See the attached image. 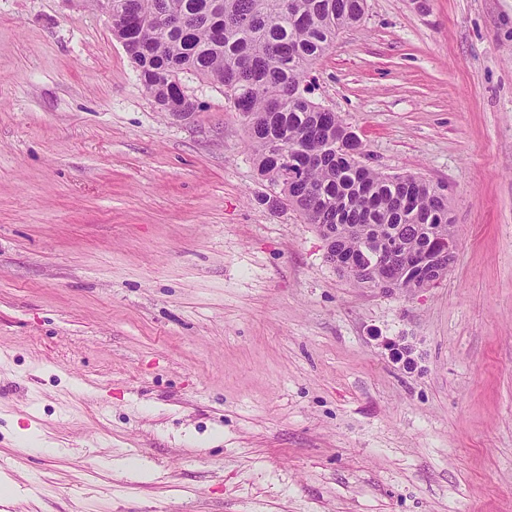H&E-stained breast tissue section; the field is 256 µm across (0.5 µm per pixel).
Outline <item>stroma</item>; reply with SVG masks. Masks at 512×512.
Segmentation results:
<instances>
[{
	"instance_id": "obj_1",
	"label": "stroma",
	"mask_w": 512,
	"mask_h": 512,
	"mask_svg": "<svg viewBox=\"0 0 512 512\" xmlns=\"http://www.w3.org/2000/svg\"><path fill=\"white\" fill-rule=\"evenodd\" d=\"M306 82L445 188L435 287L340 277L223 87L0 0V512H512V0H367Z\"/></svg>"
}]
</instances>
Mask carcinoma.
<instances>
[{
	"label": "carcinoma",
	"mask_w": 512,
	"mask_h": 512,
	"mask_svg": "<svg viewBox=\"0 0 512 512\" xmlns=\"http://www.w3.org/2000/svg\"><path fill=\"white\" fill-rule=\"evenodd\" d=\"M112 7L130 21L112 35L159 111L174 106L188 116L199 108L181 90L189 77L221 85L245 119L257 175L278 190L272 203L294 207L331 241L337 273L356 287H378L384 270L343 267V255L365 249L355 225L373 236L397 234L416 251L455 232L445 193L357 160L351 127L306 96L310 68L362 19L366 0H112ZM144 13L155 20L138 32ZM279 151L304 172L301 183L289 178Z\"/></svg>",
	"instance_id": "obj_1"
}]
</instances>
